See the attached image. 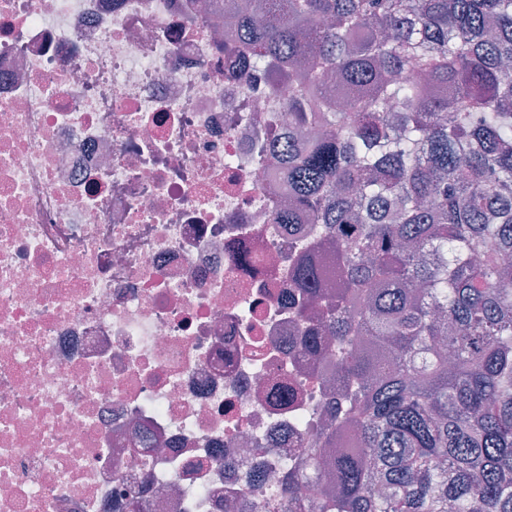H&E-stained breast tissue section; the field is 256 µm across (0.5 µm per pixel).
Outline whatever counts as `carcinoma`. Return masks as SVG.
Returning a JSON list of instances; mask_svg holds the SVG:
<instances>
[{
  "instance_id": "1",
  "label": "carcinoma",
  "mask_w": 512,
  "mask_h": 512,
  "mask_svg": "<svg viewBox=\"0 0 512 512\" xmlns=\"http://www.w3.org/2000/svg\"><path fill=\"white\" fill-rule=\"evenodd\" d=\"M239 84L288 79L297 349L345 388L260 512H512V0H239ZM118 512H147L126 490Z\"/></svg>"
}]
</instances>
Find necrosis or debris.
I'll list each match as a JSON object with an SVG mask.
<instances>
[{
	"instance_id": "4bbe7bcc",
	"label": "necrosis or debris",
	"mask_w": 512,
	"mask_h": 512,
	"mask_svg": "<svg viewBox=\"0 0 512 512\" xmlns=\"http://www.w3.org/2000/svg\"><path fill=\"white\" fill-rule=\"evenodd\" d=\"M224 0H0V512H257L327 359L297 336L255 143L288 84L224 77Z\"/></svg>"
}]
</instances>
